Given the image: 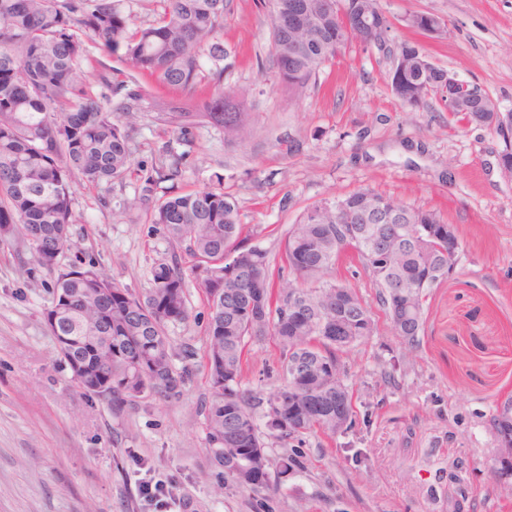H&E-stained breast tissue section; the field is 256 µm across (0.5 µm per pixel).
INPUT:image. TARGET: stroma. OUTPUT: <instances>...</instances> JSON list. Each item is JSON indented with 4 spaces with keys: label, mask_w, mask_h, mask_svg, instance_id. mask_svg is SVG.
<instances>
[{
    "label": "stroma",
    "mask_w": 512,
    "mask_h": 512,
    "mask_svg": "<svg viewBox=\"0 0 512 512\" xmlns=\"http://www.w3.org/2000/svg\"><path fill=\"white\" fill-rule=\"evenodd\" d=\"M389 38L421 47L437 67L476 84L512 112V0H378ZM445 28L432 38L407 27L413 13ZM221 39L231 48L225 86L250 114L244 141L197 124L190 143L141 113L130 131L134 176L78 185L74 246L60 270L95 265L133 293L152 286L157 260L176 248L152 224L156 200L213 189L239 205L245 245L270 252L273 286L295 285L282 255L286 234L310 206L370 188L431 209L459 230L451 278L432 288L418 346L401 342L384 313L375 334L342 355L356 422L328 438L309 434L286 451L304 467L261 499L229 487L205 446L203 357L176 398L142 395L122 414L70 383L48 333L54 276L22 243L0 245V512H512L490 477L489 421L512 392V179L494 130L456 126L428 98L419 108L393 94V58L354 44L294 94L277 84L270 8L233 0ZM184 159L151 199L139 172ZM190 318L169 326L174 345L202 348L209 307L199 273L183 260ZM280 350L249 344L242 383L272 390ZM165 484L159 503L141 479Z\"/></svg>",
    "instance_id": "1"
}]
</instances>
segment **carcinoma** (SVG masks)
<instances>
[{
  "mask_svg": "<svg viewBox=\"0 0 512 512\" xmlns=\"http://www.w3.org/2000/svg\"><path fill=\"white\" fill-rule=\"evenodd\" d=\"M155 20L132 28L123 0H0V244L20 232L38 263L57 273L47 328L71 380L119 413L140 394L180 395L186 370L174 359L190 360L167 336L170 324L190 318L186 280L177 258L154 268L145 296L132 293L95 269L57 270L56 253L73 246L71 196L74 177L99 185L131 173L132 146L126 126L136 103L158 111L190 142L203 118L234 141L247 138L248 113L224 86L227 57L219 35L232 0H151ZM312 22L288 26L290 0H271V56L278 83L303 90L336 48L373 43L377 35L347 25L340 11L358 3L377 9V0H307ZM116 55L129 69L181 97L148 100L126 81L107 79L110 95H95L81 69L85 41ZM414 45L407 56L411 80L405 87L411 107L427 93L441 92L447 71L427 68ZM212 92L193 112L202 81ZM493 100L482 90L451 115L487 125ZM368 207L393 209L395 199L359 189L330 203L307 208L288 230L285 263L300 278L292 292L273 288L269 252L240 240L242 224L235 198L202 190L166 197L152 215L164 237L194 261L210 318L203 356L208 398L202 405L206 448L232 487L254 494L277 492L288 475L303 467L296 455L272 463L267 448L288 447L304 434L333 437L353 422L347 368L339 354L368 339L375 313L351 285L331 274L347 259L371 276L377 298L396 335L417 341L431 288L448 278V241L436 236L437 213L412 209L420 236L403 248L388 243L386 267L368 247L384 224H357L349 213ZM342 288L344 292L336 293ZM306 316H288L291 302ZM346 327L336 338V321ZM112 341L96 338L101 326ZM271 337L280 347V384L271 391L241 388L243 353L251 341ZM275 475H270V468Z\"/></svg>",
  "mask_w": 512,
  "mask_h": 512,
  "instance_id": "carcinoma-1",
  "label": "carcinoma"
}]
</instances>
